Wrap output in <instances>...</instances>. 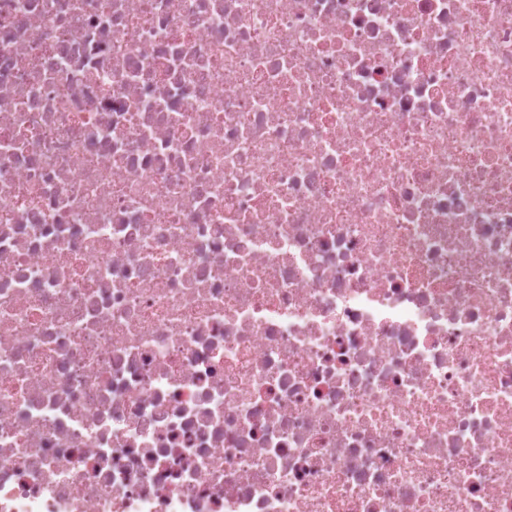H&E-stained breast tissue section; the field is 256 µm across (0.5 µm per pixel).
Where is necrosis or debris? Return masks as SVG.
I'll list each match as a JSON object with an SVG mask.
<instances>
[{
    "label": "necrosis or debris",
    "mask_w": 512,
    "mask_h": 512,
    "mask_svg": "<svg viewBox=\"0 0 512 512\" xmlns=\"http://www.w3.org/2000/svg\"><path fill=\"white\" fill-rule=\"evenodd\" d=\"M0 512H512V0H0Z\"/></svg>",
    "instance_id": "1"
}]
</instances>
